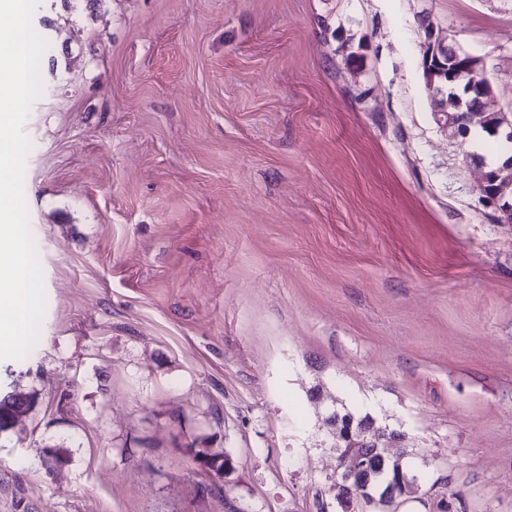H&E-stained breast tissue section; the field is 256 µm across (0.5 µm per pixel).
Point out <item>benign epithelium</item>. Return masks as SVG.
Wrapping results in <instances>:
<instances>
[{
    "label": "benign epithelium",
    "mask_w": 512,
    "mask_h": 512,
    "mask_svg": "<svg viewBox=\"0 0 512 512\" xmlns=\"http://www.w3.org/2000/svg\"><path fill=\"white\" fill-rule=\"evenodd\" d=\"M423 73L426 85L432 93L438 111L446 113L448 132L453 136H466L471 126L486 128L494 135L512 140V113L489 112L484 99L491 94V87L484 76L480 58L464 51L448 47L434 33H428L423 51ZM480 191L487 203L495 207L500 223H512V156L502 163L488 167L483 172ZM352 416H338L334 420L336 446L346 445L339 458L342 469L337 500L341 505L360 502L366 506L376 505L379 500L364 495L362 473L368 460L378 453V440L388 437L390 441H402L403 434L395 431L388 435L377 430L376 422L354 431Z\"/></svg>",
    "instance_id": "obj_1"
}]
</instances>
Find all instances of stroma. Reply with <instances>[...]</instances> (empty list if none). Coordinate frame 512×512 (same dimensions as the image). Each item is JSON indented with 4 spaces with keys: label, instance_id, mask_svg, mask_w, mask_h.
Returning a JSON list of instances; mask_svg holds the SVG:
<instances>
[{
    "label": "stroma",
    "instance_id": "stroma-1",
    "mask_svg": "<svg viewBox=\"0 0 512 512\" xmlns=\"http://www.w3.org/2000/svg\"><path fill=\"white\" fill-rule=\"evenodd\" d=\"M24 197L45 313L0 512H343L334 412L402 431L389 512H512V224L434 30L512 113V0H39ZM230 459L216 472L200 452ZM422 60L426 85L437 112H447L448 132L452 136H466L471 126L477 125L512 142V113L486 110L484 99L490 96L491 87L480 58L449 48L442 38L429 31ZM456 89H465L464 95ZM483 172L480 191L487 203L495 207L500 223H512V203L507 197L512 191V155L501 164L487 167Z\"/></svg>",
    "mask_w": 512,
    "mask_h": 512
}]
</instances>
